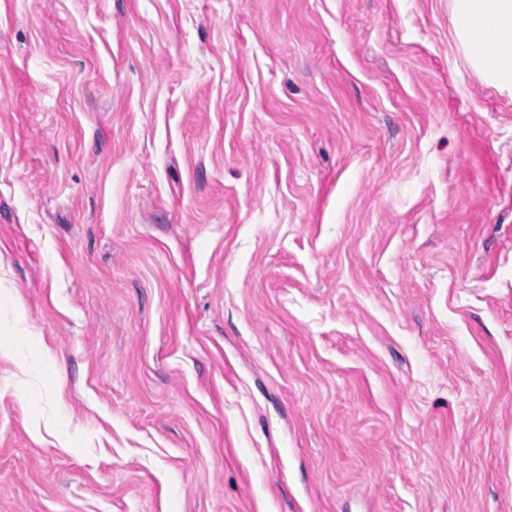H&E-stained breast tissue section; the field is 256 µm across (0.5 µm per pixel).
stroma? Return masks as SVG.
I'll use <instances>...</instances> for the list:
<instances>
[{"mask_svg":"<svg viewBox=\"0 0 512 512\" xmlns=\"http://www.w3.org/2000/svg\"><path fill=\"white\" fill-rule=\"evenodd\" d=\"M449 0H0V512H512V91Z\"/></svg>","mask_w":512,"mask_h":512,"instance_id":"35a3bbf8","label":"stroma"}]
</instances>
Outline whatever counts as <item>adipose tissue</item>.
<instances>
[{
    "mask_svg": "<svg viewBox=\"0 0 512 512\" xmlns=\"http://www.w3.org/2000/svg\"><path fill=\"white\" fill-rule=\"evenodd\" d=\"M457 38L472 69L512 89V0H450Z\"/></svg>",
    "mask_w": 512,
    "mask_h": 512,
    "instance_id": "1",
    "label": "adipose tissue"
}]
</instances>
